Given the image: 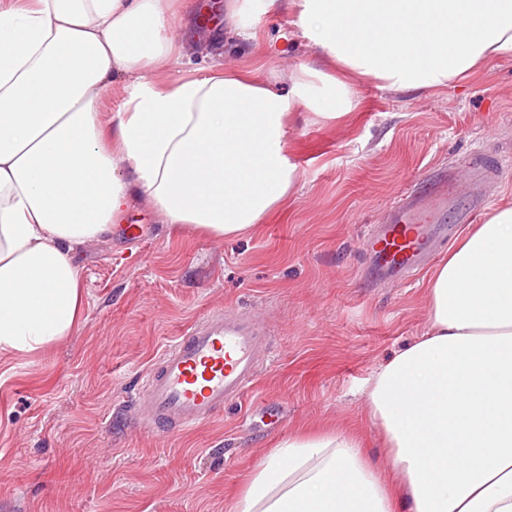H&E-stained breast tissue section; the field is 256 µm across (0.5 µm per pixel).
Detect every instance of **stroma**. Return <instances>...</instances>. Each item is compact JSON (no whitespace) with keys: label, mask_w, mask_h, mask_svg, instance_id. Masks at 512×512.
Here are the masks:
<instances>
[{"label":"stroma","mask_w":512,"mask_h":512,"mask_svg":"<svg viewBox=\"0 0 512 512\" xmlns=\"http://www.w3.org/2000/svg\"><path fill=\"white\" fill-rule=\"evenodd\" d=\"M258 39L182 36L194 69H252L287 90L315 51L288 12L251 0ZM295 193L249 237L173 230L134 201L122 221L146 238L84 248V319L34 357L0 359V512H232L250 472L299 428L356 430L375 464L384 439L364 411L367 379L428 327L427 272L373 281L364 236L402 194L473 161L502 160L487 187L512 203V59L464 85L387 91L363 83L350 115L298 122L288 140ZM252 312L273 350L255 386L219 417L178 437L131 423L145 372L211 311Z\"/></svg>","instance_id":"stroma-1"}]
</instances>
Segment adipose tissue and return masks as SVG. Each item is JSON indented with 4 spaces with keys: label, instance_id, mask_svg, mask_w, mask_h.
<instances>
[{
    "label": "adipose tissue",
    "instance_id": "obj_1",
    "mask_svg": "<svg viewBox=\"0 0 512 512\" xmlns=\"http://www.w3.org/2000/svg\"><path fill=\"white\" fill-rule=\"evenodd\" d=\"M287 3L317 65L282 92L183 65L178 0H0V358L82 318L78 253L132 200L214 240L248 236L296 189L288 134L351 111L361 81L434 92L512 59V0ZM124 97L104 126L115 78ZM428 329L367 384L391 469L354 431L290 433L233 512H512V205L470 225L426 282Z\"/></svg>",
    "mask_w": 512,
    "mask_h": 512
}]
</instances>
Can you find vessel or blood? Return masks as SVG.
Masks as SVG:
<instances>
[{
	"label": "vessel or blood",
	"mask_w": 512,
	"mask_h": 512,
	"mask_svg": "<svg viewBox=\"0 0 512 512\" xmlns=\"http://www.w3.org/2000/svg\"><path fill=\"white\" fill-rule=\"evenodd\" d=\"M489 169L468 167L471 204L453 224L440 223L452 194L447 185L425 195L409 194L396 204L390 223L370 228L365 245L372 274L409 280L412 272L456 234L475 221L493 200L483 191ZM265 334L245 313L212 312L197 320L166 349L148 374L135 421L169 435L182 434L214 419L225 405L241 400L255 385L258 349Z\"/></svg>",
	"instance_id": "obj_1"
}]
</instances>
